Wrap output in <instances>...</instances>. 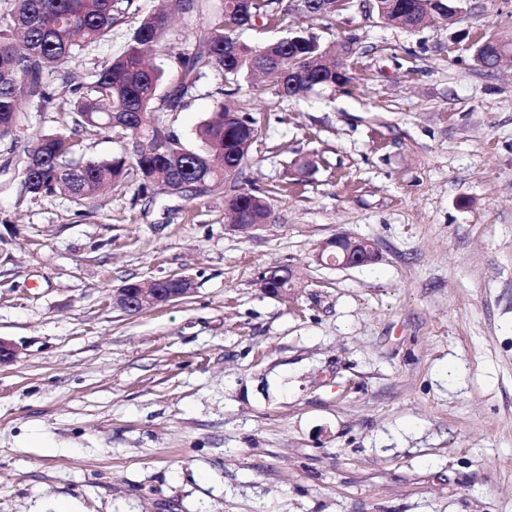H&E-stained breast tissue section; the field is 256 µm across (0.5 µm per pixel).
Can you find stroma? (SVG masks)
I'll return each instance as SVG.
<instances>
[{
    "label": "stroma",
    "instance_id": "obj_1",
    "mask_svg": "<svg viewBox=\"0 0 512 512\" xmlns=\"http://www.w3.org/2000/svg\"><path fill=\"white\" fill-rule=\"evenodd\" d=\"M175 18L156 56L169 83L196 49ZM158 0L80 51L76 81L123 49ZM454 24L382 23L364 0L332 20L289 12L258 42L306 25L353 39L350 82L281 98L202 77L160 111L189 148L218 99L260 129L240 180L271 217L230 230L231 185L197 196L127 183L98 201L21 195L8 155L71 127L23 104L0 142V512H512V0H461ZM314 169L296 175L293 161ZM339 234L379 260H316ZM293 266L301 285L267 294ZM189 277L192 293L139 313L128 281ZM261 279L268 285V289L271 291L269 294L278 298L287 297L288 290L297 286L296 274L290 265L270 267L263 273ZM284 285L288 288H283ZM272 286L275 288H271Z\"/></svg>",
    "mask_w": 512,
    "mask_h": 512
}]
</instances>
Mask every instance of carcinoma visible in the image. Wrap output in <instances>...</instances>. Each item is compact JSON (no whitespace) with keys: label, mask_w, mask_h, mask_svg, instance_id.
Wrapping results in <instances>:
<instances>
[{"label":"carcinoma","mask_w":512,"mask_h":512,"mask_svg":"<svg viewBox=\"0 0 512 512\" xmlns=\"http://www.w3.org/2000/svg\"><path fill=\"white\" fill-rule=\"evenodd\" d=\"M13 7L0 29V141L14 135L25 100L42 112L57 109L72 114L71 130L38 136L24 149L27 164L18 170L21 193L41 196L62 192L77 201H94L115 183H138L166 194H183L193 187L237 176L247 163L259 133L256 120L240 103L229 108L216 103L210 117L196 129L200 148L173 159L183 148L179 138L156 116L164 70L148 63L167 39L171 14L193 21L197 0H168V9L143 16L124 51L91 80L70 87L72 97L58 100L46 77L60 72L77 52L106 39L112 28L126 22L133 0H11ZM349 5L337 0H305L298 13L311 20L331 19ZM289 7L283 0H223L199 33L198 48L181 53L177 63L182 81L161 99L167 110L188 105L198 79L218 70L232 81L252 82L256 73L274 76L276 94L327 85V63L336 52L356 53L354 43L324 44L313 33L284 36L254 44L240 42V28L268 30L279 25ZM378 20L412 28L420 0H377ZM115 130L128 142V151L102 160H74L76 135L87 129ZM229 201L249 224H266L271 211L257 188L240 185Z\"/></svg>","instance_id":"1"}]
</instances>
